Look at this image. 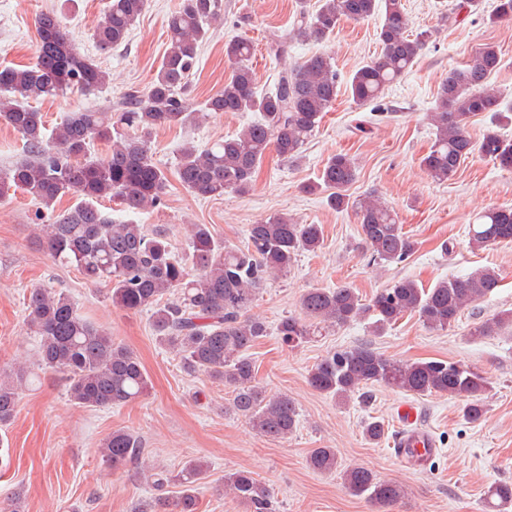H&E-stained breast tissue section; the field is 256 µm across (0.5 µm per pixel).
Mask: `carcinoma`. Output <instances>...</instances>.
Segmentation results:
<instances>
[{"label": "carcinoma", "instance_id": "1", "mask_svg": "<svg viewBox=\"0 0 512 512\" xmlns=\"http://www.w3.org/2000/svg\"><path fill=\"white\" fill-rule=\"evenodd\" d=\"M299 4L296 33L315 39L331 35L343 19L368 20L382 11L381 52L354 71L344 86L334 57L322 52L282 72L274 87L261 93L249 65L252 43L232 39L224 44L232 75L198 108L187 94L188 78L198 62L199 45L222 20V0H183L168 19V47L147 86L127 90L111 114L75 108L52 127L31 100L106 88L105 71L71 43L62 16L45 12L36 17L38 41L31 62L20 68L0 66V122L10 126L24 146L20 160L0 169V189L20 188L50 211L40 241L52 258L91 281L110 285L114 307L150 308L159 344L175 352L188 372L232 386L231 411L273 441L294 432L298 410L288 396L269 398L256 384V366L248 351L267 330L247 312L270 276L288 272L298 253L322 247L321 225L269 216L249 225L247 244L241 249L217 242L207 225L194 224L190 251L180 257L164 234L150 232L142 224L116 221L98 207V201L115 198L133 213L160 205L169 179L151 156V134L158 128L195 124L210 112H258L262 120L204 148L183 147L176 163L179 182L202 196L246 193L268 149L287 160L298 157L335 103L340 87L359 107L377 102L386 87L414 65L429 38L426 31L408 32L401 0H321L313 13L304 0ZM146 6L147 0H109L93 32L98 48L108 52L124 44ZM490 20L512 21V0H497ZM499 65L497 51L486 47L442 81L431 113L435 139L421 160L433 180H448L476 151L502 168H512V141L489 130L476 144L468 134L471 118L482 112L502 118L500 98L489 84ZM96 142L107 146L105 155L91 152ZM356 177L352 159L334 155L324 165L320 182L309 190L323 189L329 192L332 208L354 212L370 261L377 265L405 261L415 252L416 242L402 231L392 210L370 198L346 194ZM65 197L75 203L54 213L55 204ZM470 234L472 244L480 248L512 241V207L485 212ZM499 286L498 273L484 268L441 280L432 288L401 278L367 303L349 286L310 288L300 298L302 315L284 318L277 331L284 341L299 345L315 334V321L334 327L368 318L373 332L381 334L407 314L417 315L429 329L443 330L465 307ZM27 324L39 336V366L64 374L66 393L74 404L123 405L147 394L149 380L138 357L85 319L68 295L32 289ZM507 326H512V310L482 321L471 335L493 336ZM308 381L315 390L340 400L375 384L418 396L463 395L469 398L463 417L470 422L484 416V399L491 389L486 377L458 362L409 363L385 357L367 345L327 355L311 368ZM27 383L23 370L0 378L1 425L14 418ZM142 456L140 437L128 430L112 432L101 446L103 462L114 467L136 463ZM336 464L332 448H315L308 457L309 467L319 472H333ZM206 474L207 465L191 460L174 476L155 472L149 478L160 488L177 484L179 512H196V490ZM342 480L351 494L365 496L379 508L396 504L404 495L399 484L379 479L364 466L346 469ZM224 491L244 512H275L273 492L250 471L225 474ZM489 498L497 510L512 505V483L494 486Z\"/></svg>", "mask_w": 512, "mask_h": 512}]
</instances>
